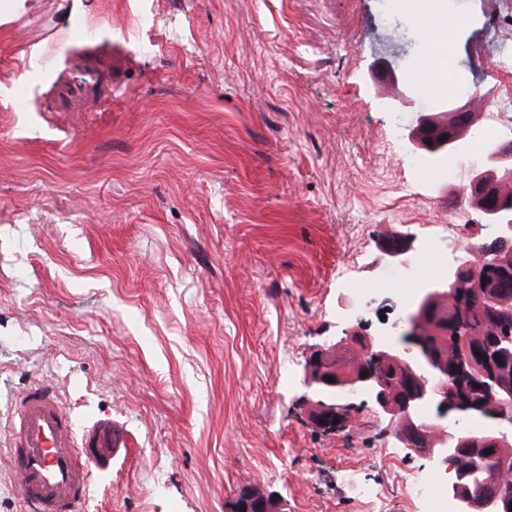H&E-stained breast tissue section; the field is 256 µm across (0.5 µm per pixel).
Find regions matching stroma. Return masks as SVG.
<instances>
[{
  "instance_id": "35a3bbf8",
  "label": "stroma",
  "mask_w": 512,
  "mask_h": 512,
  "mask_svg": "<svg viewBox=\"0 0 512 512\" xmlns=\"http://www.w3.org/2000/svg\"><path fill=\"white\" fill-rule=\"evenodd\" d=\"M496 4L443 13L490 113ZM426 44L402 0H0V88L50 60L0 96V512H24L4 449L37 384L112 435L90 512H424L406 481L434 463L366 407L322 434L302 366L403 317L387 231L430 282L490 233L370 80L383 57L420 72ZM415 238L400 236V242L392 245L388 242L382 243V248L391 264L411 271L414 268V262L419 251L416 249Z\"/></svg>"
}]
</instances>
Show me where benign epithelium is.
<instances>
[{
    "label": "benign epithelium",
    "instance_id": "benign-epithelium-1",
    "mask_svg": "<svg viewBox=\"0 0 512 512\" xmlns=\"http://www.w3.org/2000/svg\"><path fill=\"white\" fill-rule=\"evenodd\" d=\"M387 79L396 86L409 83L407 73L396 62L383 59L373 73V81ZM429 114L416 126L409 142L419 151L423 163L441 176L448 175V157L464 158L469 154L465 132L480 119L478 101L468 98H442L427 107ZM447 139H441V136ZM502 140L494 152L478 156L472 166L466 193L478 207L482 223L491 227L487 239L490 263L503 280H512V129L498 133ZM415 238L402 236L397 245L382 243L390 263L407 271L414 268L418 254ZM471 247L461 246L452 260L443 266L441 288H421L416 304L406 312L404 323L392 336L353 335L361 347L365 362L362 368L341 373L332 363L329 344L313 351L303 365L305 396L315 423L329 427L335 423L339 408H351L355 401L371 407L379 422L390 429L404 448L428 456L439 464L449 465L463 448L474 457L473 467L456 472L445 487L455 512H500L502 497L495 493H464L463 480L481 487L488 482V467L478 454L479 441L470 435L469 422L475 415L493 412L495 424L487 431V442L501 448L512 447V384L500 379L497 359L475 366L462 362L448 371L443 356L425 339L432 329L431 306L437 299H452L453 288L479 296L489 317L503 313L499 298L482 293L481 267L470 260ZM396 361L403 366L410 384L399 391L381 368ZM453 374L455 384L442 381ZM332 381H327V378Z\"/></svg>",
    "mask_w": 512,
    "mask_h": 512
}]
</instances>
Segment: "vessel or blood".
I'll list each match as a JSON object with an SVG mask.
<instances>
[{
  "label": "vessel or blood",
  "mask_w": 512,
  "mask_h": 512,
  "mask_svg": "<svg viewBox=\"0 0 512 512\" xmlns=\"http://www.w3.org/2000/svg\"><path fill=\"white\" fill-rule=\"evenodd\" d=\"M88 446L77 441L57 396L40 386L24 395L9 428L8 453L26 512H80L92 476Z\"/></svg>",
  "instance_id": "vessel-or-blood-1"
}]
</instances>
